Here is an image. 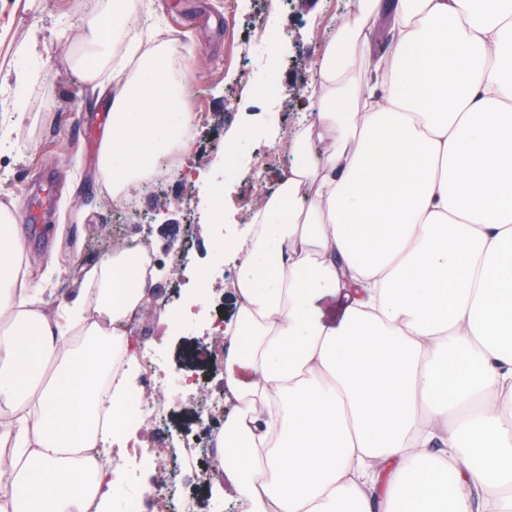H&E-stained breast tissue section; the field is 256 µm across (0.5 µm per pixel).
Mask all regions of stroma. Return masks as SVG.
<instances>
[{"label": "stroma", "mask_w": 512, "mask_h": 512, "mask_svg": "<svg viewBox=\"0 0 512 512\" xmlns=\"http://www.w3.org/2000/svg\"><path fill=\"white\" fill-rule=\"evenodd\" d=\"M74 0H0V121L11 118L16 88L17 47L28 46L36 73L28 90L35 102L14 132L11 153L0 156V206L21 213L19 193L39 173L60 182L61 202L52 215L50 239L37 244L25 237L24 268L39 288L41 306L54 312L70 303L85 285L90 268L103 261L114 243L147 237L159 274L152 300L137 309L129 335L157 350L159 372L169 380L172 416L167 426H141L140 440L162 449L182 432L198 430L202 388L218 389L222 362L214 352L232 344L210 326L214 317L231 319L235 306L224 293L237 271V256L212 253L231 236L244 235L264 202L263 184L280 182L293 161L292 140L319 103L306 88L319 72L324 49L336 28L349 21L357 0H144L137 31L144 43L168 42L189 77L184 100L189 111L206 115L193 135V153L183 157L189 177L169 179L147 190L131 188L137 200L125 210L121 199L103 185L97 157L84 152L83 127L95 124L103 104L112 100V74L91 89L72 71L83 51ZM273 33L278 60L270 77L274 95L242 81L245 59L240 43L257 20ZM253 136H242L243 128ZM223 142L239 144L238 169L226 175L217 150ZM207 274L211 304L192 328L162 335L158 322L198 286ZM192 374L193 386L178 383ZM209 467L186 458L168 469L149 467V486L173 480L205 495Z\"/></svg>", "instance_id": "1"}]
</instances>
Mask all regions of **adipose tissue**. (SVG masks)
Masks as SVG:
<instances>
[{
    "instance_id": "adipose-tissue-1",
    "label": "adipose tissue",
    "mask_w": 512,
    "mask_h": 512,
    "mask_svg": "<svg viewBox=\"0 0 512 512\" xmlns=\"http://www.w3.org/2000/svg\"><path fill=\"white\" fill-rule=\"evenodd\" d=\"M390 21L373 52L370 22ZM115 93L99 166L127 192L186 152L173 61L142 54L130 0L81 15ZM297 162L237 247L226 292L236 400L216 435L241 512H512V0H358L308 86ZM0 208V512H122L145 353L123 324L155 270L124 248L46 314L17 285Z\"/></svg>"
}]
</instances>
